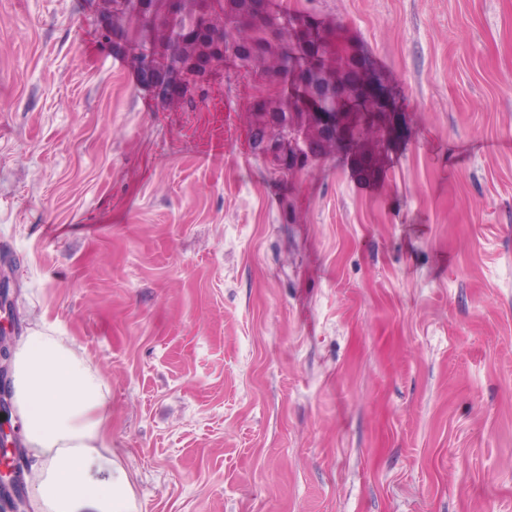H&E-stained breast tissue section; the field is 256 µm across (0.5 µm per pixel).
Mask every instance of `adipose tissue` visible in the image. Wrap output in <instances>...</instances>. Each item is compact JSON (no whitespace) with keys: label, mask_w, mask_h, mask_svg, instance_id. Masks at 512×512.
Returning <instances> with one entry per match:
<instances>
[{"label":"adipose tissue","mask_w":512,"mask_h":512,"mask_svg":"<svg viewBox=\"0 0 512 512\" xmlns=\"http://www.w3.org/2000/svg\"><path fill=\"white\" fill-rule=\"evenodd\" d=\"M12 386L33 512H138L112 453L110 388L72 338L45 323L32 330L14 354Z\"/></svg>","instance_id":"obj_1"}]
</instances>
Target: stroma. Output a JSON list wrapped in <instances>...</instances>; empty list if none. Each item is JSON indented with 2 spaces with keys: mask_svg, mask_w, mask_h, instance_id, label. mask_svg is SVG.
<instances>
[{
  "mask_svg": "<svg viewBox=\"0 0 512 512\" xmlns=\"http://www.w3.org/2000/svg\"><path fill=\"white\" fill-rule=\"evenodd\" d=\"M387 79L282 176L257 79L160 102L103 0H0V269L112 392L139 512H512V0H276Z\"/></svg>",
  "mask_w": 512,
  "mask_h": 512,
  "instance_id": "obj_1",
  "label": "stroma"
}]
</instances>
